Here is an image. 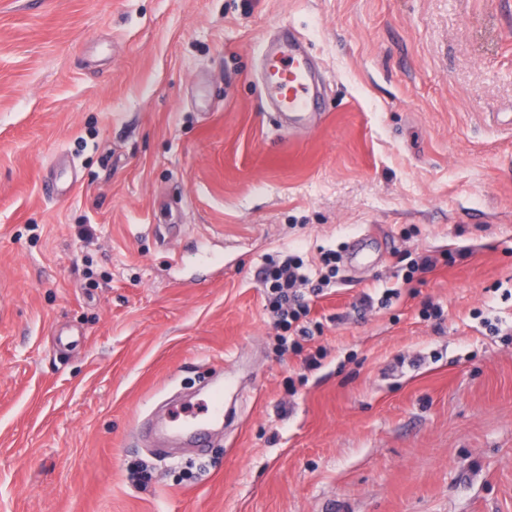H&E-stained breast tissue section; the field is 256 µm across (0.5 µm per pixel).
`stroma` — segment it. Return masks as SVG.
<instances>
[{
    "instance_id": "1",
    "label": "stroma",
    "mask_w": 512,
    "mask_h": 512,
    "mask_svg": "<svg viewBox=\"0 0 512 512\" xmlns=\"http://www.w3.org/2000/svg\"><path fill=\"white\" fill-rule=\"evenodd\" d=\"M288 26L296 133L258 77ZM508 112L512 0H0V512H512ZM357 236L278 352L266 262ZM211 376L234 425L160 455Z\"/></svg>"
}]
</instances>
